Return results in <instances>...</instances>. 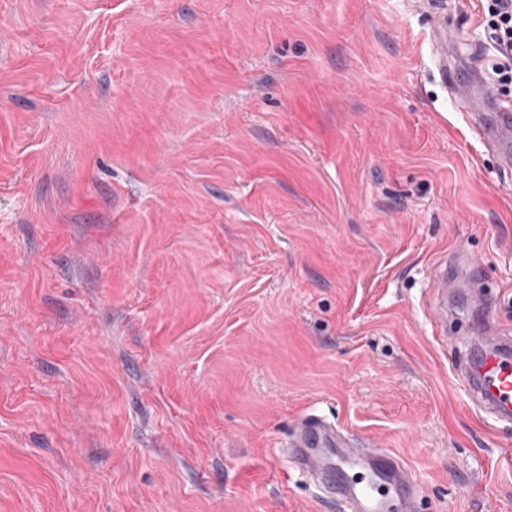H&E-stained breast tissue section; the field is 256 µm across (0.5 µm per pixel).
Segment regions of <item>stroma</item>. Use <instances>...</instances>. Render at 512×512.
I'll list each match as a JSON object with an SVG mask.
<instances>
[{
  "label": "stroma",
  "instance_id": "stroma-1",
  "mask_svg": "<svg viewBox=\"0 0 512 512\" xmlns=\"http://www.w3.org/2000/svg\"><path fill=\"white\" fill-rule=\"evenodd\" d=\"M436 0H0V512H334L318 415L423 512H512L429 315L475 258L512 334V168L436 73ZM458 70L495 60L446 0ZM291 466L338 512H419L421 490L402 457L322 417L296 418L284 443Z\"/></svg>",
  "mask_w": 512,
  "mask_h": 512
}]
</instances>
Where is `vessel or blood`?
<instances>
[{"label": "vessel or blood", "instance_id": "obj_1", "mask_svg": "<svg viewBox=\"0 0 512 512\" xmlns=\"http://www.w3.org/2000/svg\"><path fill=\"white\" fill-rule=\"evenodd\" d=\"M431 51L440 76L448 74V26L443 13H435L430 36ZM456 100L469 103L464 118L479 141L489 146L512 144V109L488 111L490 88L474 96L470 83H456ZM474 258H441L433 269L436 302L431 318L439 335L448 333V298L470 294L482 319L457 332L459 349L476 355L459 374L471 402L488 417L512 424V341L496 336L490 317L492 298L470 290L477 276ZM283 453L322 497L336 503L339 512H419L421 490L402 457L354 438L322 417L305 414L296 418L284 443Z\"/></svg>", "mask_w": 512, "mask_h": 512}]
</instances>
